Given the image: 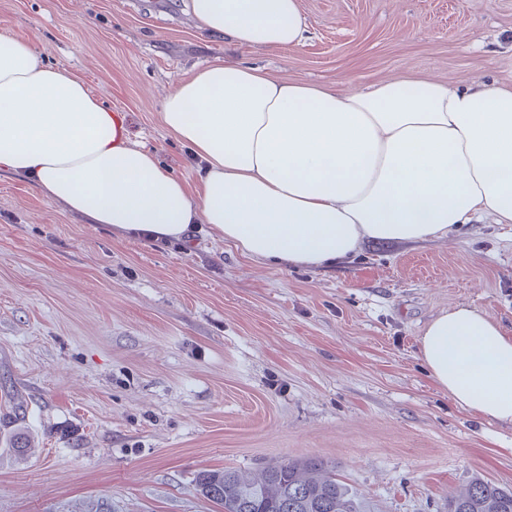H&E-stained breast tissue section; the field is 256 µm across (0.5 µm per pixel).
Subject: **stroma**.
<instances>
[{"label":"stroma","mask_w":512,"mask_h":512,"mask_svg":"<svg viewBox=\"0 0 512 512\" xmlns=\"http://www.w3.org/2000/svg\"><path fill=\"white\" fill-rule=\"evenodd\" d=\"M187 4L0 0V32L80 75L191 186L201 165L161 102L199 66L348 94L403 73L512 84V0H300L306 38L279 51L228 47ZM459 303L512 323V224L284 268L205 226L170 246L114 234L1 172L0 512H219L198 473L306 457L366 512H445L477 478L512 489V426L459 407L419 357Z\"/></svg>","instance_id":"35a3bbf8"}]
</instances>
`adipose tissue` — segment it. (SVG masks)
Instances as JSON below:
<instances>
[{
    "label": "adipose tissue",
    "mask_w": 512,
    "mask_h": 512,
    "mask_svg": "<svg viewBox=\"0 0 512 512\" xmlns=\"http://www.w3.org/2000/svg\"><path fill=\"white\" fill-rule=\"evenodd\" d=\"M234 47L301 44L299 0H191ZM164 124L202 163L197 188L134 143L123 114L27 40L0 34V170L87 223L172 243L207 225L243 256L330 266L364 243L512 223V84L404 75L346 94L247 64L176 82ZM420 358L461 407L512 425V327L470 305L427 323Z\"/></svg>",
    "instance_id": "adipose-tissue-1"
}]
</instances>
